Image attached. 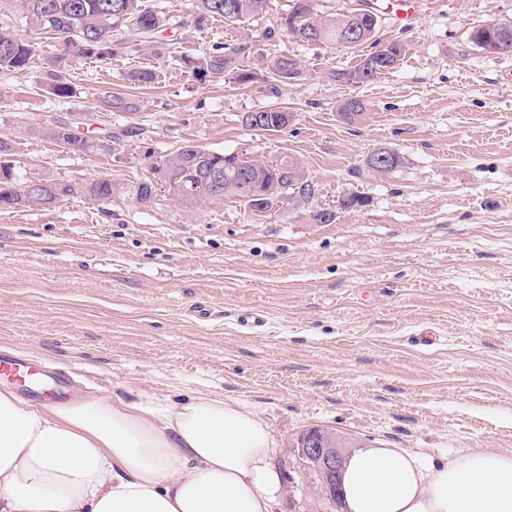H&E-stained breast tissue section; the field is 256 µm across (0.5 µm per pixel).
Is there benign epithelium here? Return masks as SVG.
Wrapping results in <instances>:
<instances>
[{"instance_id":"1","label":"benign epithelium","mask_w":512,"mask_h":512,"mask_svg":"<svg viewBox=\"0 0 512 512\" xmlns=\"http://www.w3.org/2000/svg\"><path fill=\"white\" fill-rule=\"evenodd\" d=\"M350 452V447L341 445L335 434L312 427L302 431L289 443L286 460L288 472L300 468L309 476L317 477V482L313 483L317 501L327 502L338 510L340 473Z\"/></svg>"}]
</instances>
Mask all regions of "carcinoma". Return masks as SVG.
Wrapping results in <instances>:
<instances>
[{
	"label": "carcinoma",
	"mask_w": 512,
	"mask_h": 512,
	"mask_svg": "<svg viewBox=\"0 0 512 512\" xmlns=\"http://www.w3.org/2000/svg\"><path fill=\"white\" fill-rule=\"evenodd\" d=\"M269 0H191L190 14H171L162 7L148 6L145 0H0V70H24L37 55L34 43L13 33L12 15L21 11L26 25L39 34L58 40L61 53L49 61L46 70L47 85L51 93L61 99L73 96L68 67L82 61L104 60L124 50L152 49L157 58L166 57L160 34L169 29L190 25L202 28L209 21L221 18L228 25L240 24L266 11ZM287 13L280 17L279 30L300 39L304 32L310 40L328 46L341 44L340 33L352 16L362 18L366 35L354 46L369 41L377 29V16L368 10L354 9L339 16L320 15L317 0H290ZM471 42L479 49L490 45L512 52V33L502 36L499 30L485 24L471 31ZM226 51L222 45L200 56L190 54L174 56L173 62L203 85L214 75H231L236 82L246 84L257 74L241 68L238 54ZM404 46L395 41L387 46V53L373 51L348 69L330 72L332 80L346 86L358 87L382 75L380 69H394L402 59ZM267 71L283 81L300 74L299 62L288 56H276L267 63ZM338 112L350 121L366 112L364 100L348 98ZM138 112L136 100L105 91L99 97L97 111L84 116V120L101 119ZM145 128L128 125L123 128L102 130V136H83L79 126L59 120L43 130V136L75 155L94 151L110 152L112 146L126 138L139 137ZM151 171L163 174L173 181L172 198L183 205L199 201L221 203L234 198L251 211L267 212L274 204L287 203L298 198L308 200L313 186L304 180L302 169L296 163L242 161L236 155L210 153L201 147L187 144L169 159L149 152L144 155ZM79 195L98 203H112L121 199L127 203L146 206L154 203L157 189L145 177L137 182L117 183L110 179H93L82 183L56 182L37 178L24 182L17 180L10 165L0 161V209H11L27 204L50 207L68 197Z\"/></svg>",
	"instance_id": "1"
}]
</instances>
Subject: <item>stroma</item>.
Wrapping results in <instances>:
<instances>
[{"instance_id":"stroma-1","label":"stroma","mask_w":512,"mask_h":512,"mask_svg":"<svg viewBox=\"0 0 512 512\" xmlns=\"http://www.w3.org/2000/svg\"><path fill=\"white\" fill-rule=\"evenodd\" d=\"M404 29L379 17L376 42H403L393 70L358 87L329 71L354 66V49L266 38L288 8L229 26L163 32L172 54L247 45L244 63L288 55L295 81L260 71L248 85L206 84L150 51L76 64L74 97L42 82L55 40L38 39L30 68L0 72V133L18 137V178L81 182L145 177V152L190 143L277 162L299 159L314 185L263 217L239 202L98 204L0 210V353L64 373L71 395L175 403L220 398L257 413L276 456L321 425L356 446L384 442L438 458L485 449L512 454V53H489L472 27L512 17V0H426ZM157 70L150 85L127 72ZM139 102L146 132L119 150L77 156L43 137L53 119L93 111L101 92ZM367 105L349 126L338 107ZM292 112L280 132L245 127L260 107ZM402 164L376 175L375 149ZM351 194L365 207L342 206ZM335 213L320 224L318 212ZM263 312L255 331L243 312ZM433 328L439 340L414 341Z\"/></svg>"}]
</instances>
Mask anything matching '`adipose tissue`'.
<instances>
[{"instance_id":"ef3b65f1","label":"adipose tissue","mask_w":512,"mask_h":512,"mask_svg":"<svg viewBox=\"0 0 512 512\" xmlns=\"http://www.w3.org/2000/svg\"><path fill=\"white\" fill-rule=\"evenodd\" d=\"M269 427L221 399L37 405L0 389V512H275ZM344 512H512V455L353 451Z\"/></svg>"}]
</instances>
